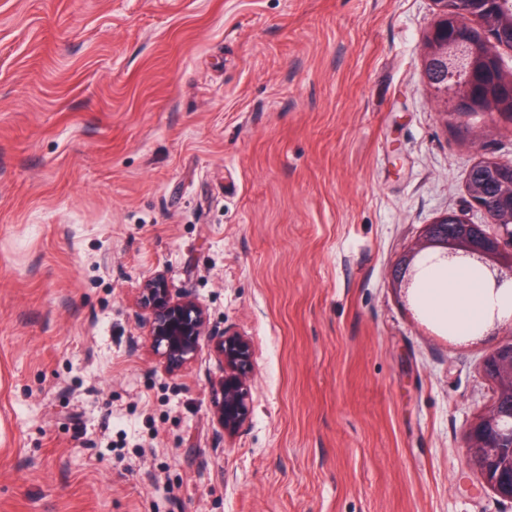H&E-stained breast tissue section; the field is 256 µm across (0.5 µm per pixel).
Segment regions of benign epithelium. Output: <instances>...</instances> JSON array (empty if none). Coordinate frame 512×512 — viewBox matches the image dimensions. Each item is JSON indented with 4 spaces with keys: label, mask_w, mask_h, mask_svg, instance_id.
<instances>
[{
    "label": "benign epithelium",
    "mask_w": 512,
    "mask_h": 512,
    "mask_svg": "<svg viewBox=\"0 0 512 512\" xmlns=\"http://www.w3.org/2000/svg\"><path fill=\"white\" fill-rule=\"evenodd\" d=\"M435 3L438 18L423 42V61L425 71L438 75L431 84L443 120L462 127L480 113L512 129V72L502 69L494 49L503 27L512 20L496 13V0H468L459 10L449 7L448 0ZM448 221L464 225L463 237L421 233L398 257L394 287L413 288L419 271L415 260L428 251L436 261L479 259L488 267V286L493 291L511 289L512 216L508 223L497 225L496 233L486 224H468L455 213L448 214ZM140 293L152 347L168 367L189 363L201 338L212 342L224 371L215 384L212 416L223 433H236L251 413L250 342L228 330H212L204 307L187 295H173L162 274L145 280ZM484 375L496 385L497 395L512 398V339L485 362ZM466 448L470 471L500 498L512 501V404L506 410L496 404L478 415L468 428Z\"/></svg>",
    "instance_id": "7a95c632"
}]
</instances>
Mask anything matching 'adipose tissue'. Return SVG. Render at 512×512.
Instances as JSON below:
<instances>
[{
  "label": "adipose tissue",
  "mask_w": 512,
  "mask_h": 512,
  "mask_svg": "<svg viewBox=\"0 0 512 512\" xmlns=\"http://www.w3.org/2000/svg\"><path fill=\"white\" fill-rule=\"evenodd\" d=\"M418 299L427 315L447 319L466 336H478L485 330L490 303H497L499 316H512V292L506 290L491 298L489 288L463 270L429 271Z\"/></svg>",
  "instance_id": "ef3b65f1"
}]
</instances>
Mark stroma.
I'll return each instance as SVG.
<instances>
[{
  "instance_id": "obj_1",
  "label": "stroma",
  "mask_w": 512,
  "mask_h": 512,
  "mask_svg": "<svg viewBox=\"0 0 512 512\" xmlns=\"http://www.w3.org/2000/svg\"><path fill=\"white\" fill-rule=\"evenodd\" d=\"M435 0H0V512H512L467 466L487 355L394 288L512 130L446 125ZM164 274L249 339L154 352ZM140 293L152 347L169 368L189 363L202 337L212 342L224 375L215 384L211 412L224 434H235L251 413L250 342L228 330L212 331L204 307L187 295H173L162 274L145 280Z\"/></svg>"
}]
</instances>
